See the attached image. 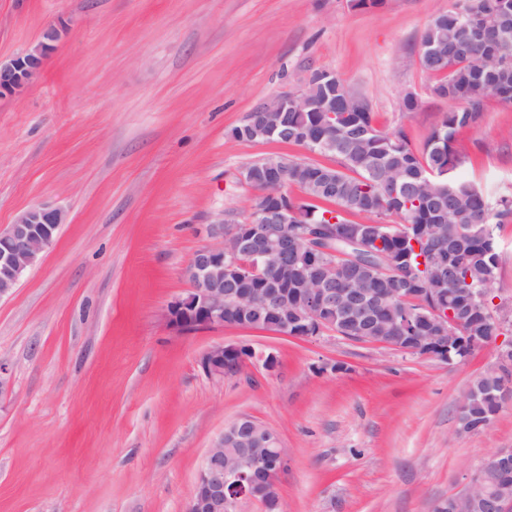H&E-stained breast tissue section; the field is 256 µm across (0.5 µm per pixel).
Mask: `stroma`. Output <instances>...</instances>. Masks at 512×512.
Returning a JSON list of instances; mask_svg holds the SVG:
<instances>
[{
  "label": "stroma",
  "mask_w": 512,
  "mask_h": 512,
  "mask_svg": "<svg viewBox=\"0 0 512 512\" xmlns=\"http://www.w3.org/2000/svg\"><path fill=\"white\" fill-rule=\"evenodd\" d=\"M448 0H0V58L61 38L21 93L0 96V229L41 203L67 215L55 243L0 299V512H184L201 460L248 416L288 450V512H434L487 456L512 448V398L461 432L472 378L512 326L446 364L326 331L227 325L186 335L162 313L205 227L244 221L243 170L303 147L230 130L271 94L336 71L379 129L422 148L450 104L420 64L424 26ZM415 92L419 106L400 101ZM457 178L512 196V107L488 98L460 133ZM495 311L512 315V220L495 229ZM254 349L233 377L203 352ZM277 357L266 371L260 357ZM242 349L249 351V355L237 359L238 366L241 369L242 359L245 361L255 357V351L247 345L215 344L203 353L200 365L209 377L222 380L224 377H228L227 367L225 366L226 356H233V351Z\"/></svg>",
  "instance_id": "obj_1"
}]
</instances>
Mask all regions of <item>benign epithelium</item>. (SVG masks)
I'll return each instance as SVG.
<instances>
[{"label": "benign epithelium", "mask_w": 512, "mask_h": 512, "mask_svg": "<svg viewBox=\"0 0 512 512\" xmlns=\"http://www.w3.org/2000/svg\"><path fill=\"white\" fill-rule=\"evenodd\" d=\"M59 29L49 26L42 40L32 49L0 60V93L16 94L25 89L42 71ZM306 107L304 89L278 92L255 106L268 115L267 123L250 130L252 140L272 138L278 120L290 111ZM269 177L254 196L272 199L282 195L275 178V166L267 165ZM253 224H226L220 220L206 226L210 243L198 249L184 270L191 288L171 301L163 313L166 324L177 333L246 321L252 314L266 311L276 320L277 333L308 338L321 330L324 317L340 311L354 321L374 310L395 329L407 326V318L394 309L400 288L336 287V265L322 266L314 261L305 269L293 266V256L314 235L302 230L292 237L272 233V225L286 224L298 212L283 208L255 209ZM64 212L49 204L23 211L7 229L0 230V299L12 294L25 272L40 261L55 242ZM247 252L252 266L243 267L237 258ZM437 337L422 329L409 337L411 351L436 356ZM245 349L248 358L255 351L248 345L215 344L200 361L211 378L228 377L226 357ZM288 465V452L273 428L252 418L242 417L224 429L204 454L186 512H238L241 501L262 504L266 512H287L278 493L277 482ZM493 468L498 481L487 483V470ZM512 509V449L489 456L464 489L448 499V512H509Z\"/></svg>", "instance_id": "1"}]
</instances>
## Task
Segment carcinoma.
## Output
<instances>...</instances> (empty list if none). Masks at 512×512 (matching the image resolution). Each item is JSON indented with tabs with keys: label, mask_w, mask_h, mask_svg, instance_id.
Returning <instances> with one entry per match:
<instances>
[{
	"label": "carcinoma",
	"mask_w": 512,
	"mask_h": 512,
	"mask_svg": "<svg viewBox=\"0 0 512 512\" xmlns=\"http://www.w3.org/2000/svg\"><path fill=\"white\" fill-rule=\"evenodd\" d=\"M431 43L435 57L421 54V66L437 77L433 93L455 107L422 150L411 145L401 127L378 129L369 100L354 111L344 110L351 87L339 77L336 86H329L316 73L306 92L308 106L288 113L274 141L333 156L339 167L290 158L278 178L285 195L295 185L312 198L303 223L327 225L325 215L336 213V233H324L319 241L331 254H316L336 263V287L350 288L363 277L378 288H409L399 308L430 330L423 289H444L445 309L484 292L478 320L488 336L490 326L504 323L492 307L499 265L493 231L512 219V198L493 202L451 172L461 163L456 136L479 122L487 98L512 107V0H450L424 28L422 45ZM266 120L265 113L250 112L230 135L244 141L245 127ZM347 214L368 220L351 221ZM444 351L455 362L474 353L461 338L446 342ZM469 392L460 426L479 432L502 410L497 369L479 373Z\"/></svg>",
	"instance_id": "cac0c4a2"
}]
</instances>
